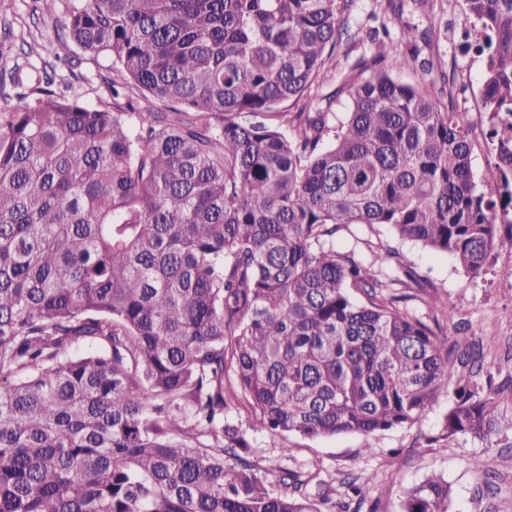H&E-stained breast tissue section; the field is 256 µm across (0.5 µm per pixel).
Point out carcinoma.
Masks as SVG:
<instances>
[{"instance_id": "obj_1", "label": "carcinoma", "mask_w": 512, "mask_h": 512, "mask_svg": "<svg viewBox=\"0 0 512 512\" xmlns=\"http://www.w3.org/2000/svg\"><path fill=\"white\" fill-rule=\"evenodd\" d=\"M465 2L489 31L495 136L512 0ZM353 3L70 0V40L124 82L90 103L46 62L0 105V512H362L370 478L334 502L309 472L262 475L238 407L259 434L368 436L446 395L433 441L499 435L512 379L495 383L483 341L400 307L425 288L405 255L367 264L336 238L385 224L481 274L512 245V147L476 182L434 63L383 40L365 77L309 98ZM450 499L434 473L399 512Z\"/></svg>"}]
</instances>
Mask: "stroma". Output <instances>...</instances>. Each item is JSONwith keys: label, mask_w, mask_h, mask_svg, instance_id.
<instances>
[{"label": "stroma", "mask_w": 512, "mask_h": 512, "mask_svg": "<svg viewBox=\"0 0 512 512\" xmlns=\"http://www.w3.org/2000/svg\"><path fill=\"white\" fill-rule=\"evenodd\" d=\"M34 0H0V26H10L14 48L0 56V68L22 65L28 80H35V65L59 52L62 26L56 18L34 12ZM470 15L464 0H356L349 14L348 34L336 49L338 75L352 74L360 58L370 57L371 38L378 24H386L393 40H400L405 24L428 31L419 41L420 58L438 64V76L453 84L454 95H467L470 109L471 165L476 178H491L493 166L486 149L488 115L483 109V66L461 49L457 33L466 29ZM106 58L72 46L69 59L58 70L61 86L72 88L90 102L106 96L102 81L108 73ZM337 249L356 250L363 257L372 252L395 249L404 254L430 287L403 301L410 314L425 322H437L448 338L476 334L493 337L486 364L500 379L512 377V282L496 271L512 264V246L496 248L493 269L471 277L451 257L431 252L411 241L399 239L383 224L352 226L336 242ZM433 298L454 306L455 320L434 319L425 304ZM448 410L440 399L425 415L410 425L398 426L371 436L340 434L305 438L298 435L252 437L249 457L268 479L280 469L309 471L318 466L320 479L340 487L345 477H373L381 490V512H397L407 490L425 477L440 472L448 479L452 498L448 512H512V447L471 436H457L439 448L433 442ZM486 472H478L477 463Z\"/></svg>", "instance_id": "obj_1"}]
</instances>
